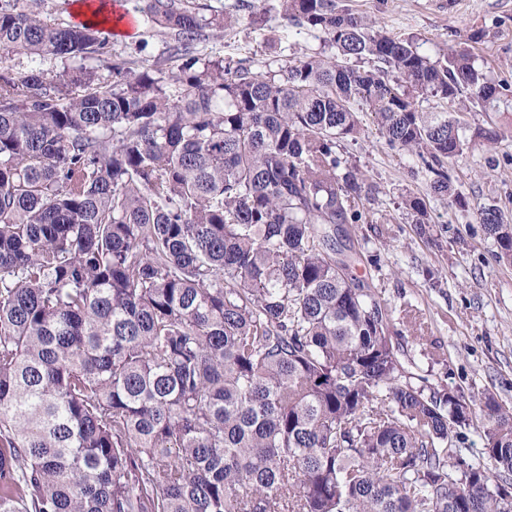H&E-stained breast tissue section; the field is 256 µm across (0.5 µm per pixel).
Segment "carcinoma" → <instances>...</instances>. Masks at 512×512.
Returning a JSON list of instances; mask_svg holds the SVG:
<instances>
[{
    "label": "carcinoma",
    "instance_id": "1",
    "mask_svg": "<svg viewBox=\"0 0 512 512\" xmlns=\"http://www.w3.org/2000/svg\"><path fill=\"white\" fill-rule=\"evenodd\" d=\"M140 2L167 56L105 80L102 24L0 0L1 52L71 63L0 66V512H512V408L407 380L336 228L367 222L337 153L360 112L463 208L450 163L504 138L512 85L337 0H280L330 56L203 63L224 22ZM479 223L512 262V223ZM472 426L489 467L457 446ZM33 60L25 55L16 54H2L1 58L0 51V65L1 62L2 64H8L10 66H13V68L16 71H25L29 69V67L31 66L39 65L41 68L47 70L52 75H62L69 69V63L60 58L48 57L41 60L37 59V61Z\"/></svg>",
    "mask_w": 512,
    "mask_h": 512
}]
</instances>
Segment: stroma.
Segmentation results:
<instances>
[{
    "mask_svg": "<svg viewBox=\"0 0 512 512\" xmlns=\"http://www.w3.org/2000/svg\"><path fill=\"white\" fill-rule=\"evenodd\" d=\"M206 17L228 19L224 35L199 45L206 60L248 59L253 72L276 69L277 59L322 51L321 33H300L280 16L279 0H263L257 11L240 9L241 0H198ZM355 12L375 20L390 34L409 37L423 53L475 43L476 63L496 80L512 81V0H344ZM163 29L134 25L114 36L126 58L153 63L166 54ZM357 140L344 141L341 153L367 176L374 214L369 224L342 227L363 260L353 272L379 293L391 311L394 340L413 384L426 393L454 389L464 396L488 392L512 405V263L499 259L497 247L479 222L478 211L493 204L512 215V135L496 147L476 146L453 161L468 210L449 207L428 190L416 157L391 149L372 118H364ZM424 197L431 216L427 236L415 231L405 209L406 196ZM377 266H369V256ZM425 326L408 327L405 311Z\"/></svg>",
    "mask_w": 512,
    "mask_h": 512,
    "instance_id": "obj_1",
    "label": "stroma"
}]
</instances>
